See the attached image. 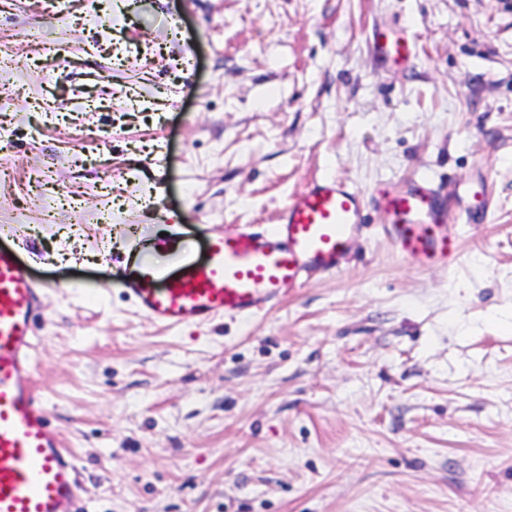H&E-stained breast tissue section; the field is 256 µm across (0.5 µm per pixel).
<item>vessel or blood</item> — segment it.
<instances>
[{
    "label": "vessel or blood",
    "instance_id": "1",
    "mask_svg": "<svg viewBox=\"0 0 512 512\" xmlns=\"http://www.w3.org/2000/svg\"><path fill=\"white\" fill-rule=\"evenodd\" d=\"M373 48L396 67L409 66L413 48L404 34L375 31ZM490 204L486 179L465 189L467 219ZM377 205L400 254L422 269L448 268L458 235L445 227L446 204L427 178L381 190ZM362 194L324 177L288 201L275 224L214 236L204 259L175 248L174 269L147 267L125 276L129 295L149 321L169 328L217 317L269 311L315 275L344 264L363 225ZM40 290L17 255L0 247V512H86L73 456L61 446L31 377Z\"/></svg>",
    "mask_w": 512,
    "mask_h": 512
}]
</instances>
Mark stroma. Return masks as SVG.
<instances>
[{"label":"stroma","mask_w":512,"mask_h":512,"mask_svg":"<svg viewBox=\"0 0 512 512\" xmlns=\"http://www.w3.org/2000/svg\"><path fill=\"white\" fill-rule=\"evenodd\" d=\"M0 40V246L43 289L33 384L88 512H512V0H0ZM325 176L365 200L335 275L174 330L125 294L126 251L204 255ZM422 176L445 270L374 202ZM373 48L385 61L396 67H407L413 61V48L402 33L377 30L373 34ZM490 204V192L485 178L472 181L465 189L464 213L467 220L482 218Z\"/></svg>","instance_id":"stroma-1"}]
</instances>
